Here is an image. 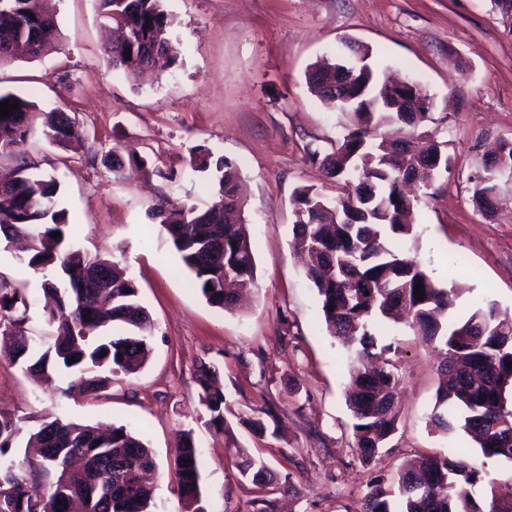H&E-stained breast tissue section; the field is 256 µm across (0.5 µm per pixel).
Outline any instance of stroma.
<instances>
[{
  "instance_id": "stroma-1",
  "label": "stroma",
  "mask_w": 512,
  "mask_h": 512,
  "mask_svg": "<svg viewBox=\"0 0 512 512\" xmlns=\"http://www.w3.org/2000/svg\"><path fill=\"white\" fill-rule=\"evenodd\" d=\"M50 6L60 44L1 64L0 92L68 112L85 138L62 148L35 135L0 157V170L23 158L58 182L71 244L134 279L150 314L152 352L140 373L94 399L68 393L70 371L36 379L0 354V410L141 433L156 461L154 512L184 510L170 462L189 429L203 452L206 512H251L253 487L236 467L240 448L278 476L273 512H360L374 477L424 456H454L458 439L427 425L438 359L404 326L386 331L397 349L399 428L376 462L363 464L353 449L347 353L326 330L293 244L296 188L336 193L304 147L340 139L351 116L316 99L306 73L352 40L371 48L376 71L422 85L432 106L421 130L443 144L449 169L419 199L414 236L389 245L441 287L460 286L458 310L487 298L512 313V207L483 217L469 181L484 153L512 138V21L492 0H164L178 60L155 79L106 66L94 0ZM114 148L125 166L119 175L103 162ZM197 148L240 171L257 286L237 311L210 306L191 287L167 230L150 217L163 201L212 203V172L188 166ZM0 276L25 287V329L37 343L49 341L42 274L5 251ZM204 362L218 370L231 433L196 416ZM269 406L278 436L251 433L245 419Z\"/></svg>"
}]
</instances>
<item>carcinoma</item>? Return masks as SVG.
<instances>
[{
	"label": "carcinoma",
	"instance_id": "obj_1",
	"mask_svg": "<svg viewBox=\"0 0 512 512\" xmlns=\"http://www.w3.org/2000/svg\"><path fill=\"white\" fill-rule=\"evenodd\" d=\"M95 2L98 16L112 31V41L102 47L108 67L132 77L152 73L168 51L174 25L163 0ZM60 37L56 16L44 8L43 0H0V63L14 58L20 47L38 58L56 49ZM345 46L353 60L326 59L306 75L309 92L334 106L335 96L323 82L336 80V73L353 63L354 71L342 78L348 96L343 109L353 116L347 133L329 149L306 145L308 159L323 166L340 192L330 197L310 186L297 189L293 232L306 254L305 274L317 290L326 328L348 353L354 451L370 464L398 430L399 379L391 369L376 371L365 364L378 353L394 350L376 333L378 325L394 322L412 329L424 344L444 350L439 372L446 381L436 391L431 430L446 437L462 432L484 456L512 464V444L503 438L505 430H512V313L484 300L463 315H452L455 289L440 287L419 263L389 245L390 238L413 231L417 198L409 197L404 186L410 182L429 188L449 170V158L423 132H412L379 152L369 128L398 121L415 129L428 117L431 100L418 85V111H391L388 106L397 102L399 92L379 82L369 63L372 51L355 42ZM3 101L18 103V109L0 119V156L34 131L38 112L34 102L15 93H0ZM42 134L64 147L81 131L59 110ZM499 149L501 159L485 158L481 171L499 165L512 170V141L500 142ZM36 169L25 160L16 163L13 191L0 199V238L8 241L33 232L40 236L17 262L42 273L44 290L55 296L56 306L46 313L52 342L37 347L25 334L27 299L2 278L0 336L8 339V356L22 371L46 375L57 368L70 370L75 375L71 386L93 396L115 378L132 377L144 367L151 346L137 329L149 313L124 269L68 244L67 214L57 209L58 185ZM215 172L218 196L205 210L179 206L161 208L158 215L207 303L232 310L239 294L256 287V261L241 218L240 173L224 158L216 160ZM470 182L473 200L485 214L512 205L502 179L489 174ZM54 232L60 237H51ZM418 284L422 297L414 293ZM216 375L215 366H200L198 403L208 424L229 433L224 392L213 386ZM277 417L268 407L245 425L263 436ZM18 448L24 449L23 458L0 468V512H30L26 483L35 478L46 481L49 512H152L154 487L145 474L156 467L154 454L140 435L123 425L103 432L72 420L19 417L0 410V457ZM238 454L241 478L259 493L252 500L253 512H270V501L262 496L273 482L270 469L243 448ZM173 463L185 512H206L200 450L192 432L175 449ZM477 484L492 489L495 479L467 460L463 446L454 457L425 456L388 481L376 479L364 512H486L461 491Z\"/></svg>",
	"mask_w": 512,
	"mask_h": 512
}]
</instances>
